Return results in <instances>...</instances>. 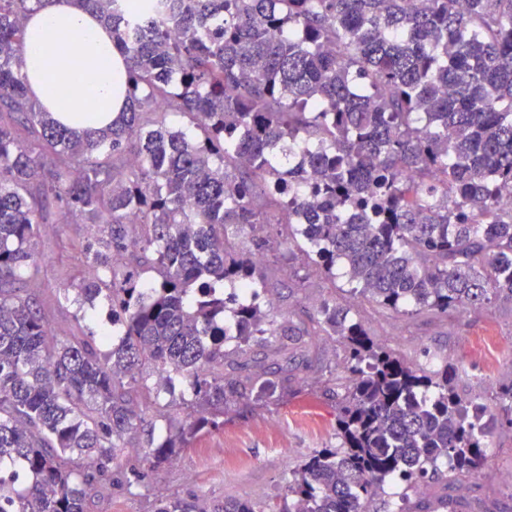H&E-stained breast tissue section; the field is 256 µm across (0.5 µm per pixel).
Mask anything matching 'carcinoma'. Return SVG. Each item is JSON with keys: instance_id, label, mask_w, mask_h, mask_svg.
<instances>
[{"instance_id": "cac0c4a2", "label": "carcinoma", "mask_w": 512, "mask_h": 512, "mask_svg": "<svg viewBox=\"0 0 512 512\" xmlns=\"http://www.w3.org/2000/svg\"><path fill=\"white\" fill-rule=\"evenodd\" d=\"M112 28L126 110L75 130L28 96L25 22L0 0V512H88L152 407L171 463L230 405L283 393L321 359L269 363L277 336H337L336 448L292 471L276 512H369L487 460L494 415L456 369L408 363L327 299L308 323L261 304L344 268L349 292L439 317L512 298V0H79ZM177 113L199 134L167 124ZM43 224H88L66 302L112 330L51 329L29 284ZM292 246L305 273L265 258ZM186 384L175 422L160 393ZM222 512H267L224 500ZM84 311L86 319L80 322L82 326H87L95 331L103 328L112 330V325L108 321L109 308H107V302L103 297L96 299L93 307L85 304Z\"/></svg>"}]
</instances>
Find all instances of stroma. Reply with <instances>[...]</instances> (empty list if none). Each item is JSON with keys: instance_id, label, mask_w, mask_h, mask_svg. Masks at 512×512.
Returning <instances> with one entry per match:
<instances>
[{"instance_id": "stroma-1", "label": "stroma", "mask_w": 512, "mask_h": 512, "mask_svg": "<svg viewBox=\"0 0 512 512\" xmlns=\"http://www.w3.org/2000/svg\"><path fill=\"white\" fill-rule=\"evenodd\" d=\"M87 233L84 224L41 226L42 274L34 286L41 300L53 302L67 286V279L57 275L75 266L66 245ZM330 297L350 307L376 343L407 362L455 367L457 392L475 404L491 405L493 390L512 382V300L500 297L445 317L404 316L353 298L340 276L333 282L311 278L305 287L267 294L266 301L298 323ZM305 343L307 350L324 355L331 373H309L283 396L233 406L218 428L197 435L171 465L158 470L143 460L146 441L162 435L153 415H146L90 512H154L158 500L168 498L192 512H212L228 498L282 503L287 478L306 456L337 445L336 382L345 376L344 351L331 336H309ZM495 416L486 467L477 478L453 488L457 512H512V413L499 409Z\"/></svg>"}]
</instances>
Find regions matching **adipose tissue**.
<instances>
[{
	"label": "adipose tissue",
	"mask_w": 512,
	"mask_h": 512,
	"mask_svg": "<svg viewBox=\"0 0 512 512\" xmlns=\"http://www.w3.org/2000/svg\"><path fill=\"white\" fill-rule=\"evenodd\" d=\"M73 38L78 47L67 50ZM23 59L30 95L71 128L108 126L126 108L112 30L78 0H47L29 18Z\"/></svg>",
	"instance_id": "ef3b65f1"
}]
</instances>
